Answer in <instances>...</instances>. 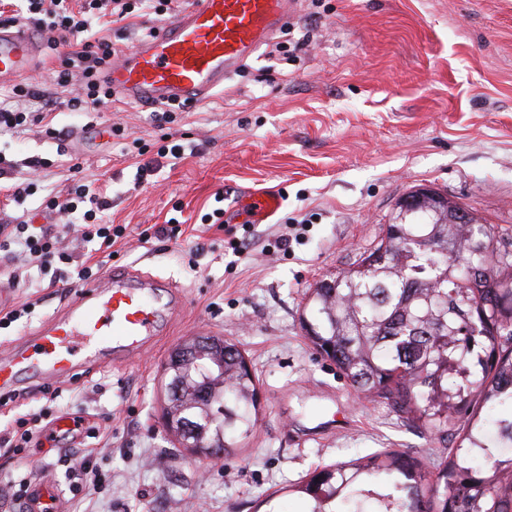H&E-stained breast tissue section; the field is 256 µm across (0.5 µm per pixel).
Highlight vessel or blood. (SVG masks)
Segmentation results:
<instances>
[{"mask_svg":"<svg viewBox=\"0 0 512 512\" xmlns=\"http://www.w3.org/2000/svg\"><path fill=\"white\" fill-rule=\"evenodd\" d=\"M296 7L297 0H193L171 22L114 58L105 79L132 103L204 101L283 29ZM41 51L36 32L0 26V81L31 74ZM281 203L278 193L266 190L249 194L241 209L258 224ZM165 286L136 271L82 284L64 313L0 352V396L13 394L22 375L52 385L103 363L108 352L146 346L173 309L160 301ZM23 510L60 512L61 502L38 487Z\"/></svg>","mask_w":512,"mask_h":512,"instance_id":"obj_1","label":"vessel or blood"}]
</instances>
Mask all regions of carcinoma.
I'll return each instance as SVG.
<instances>
[{
	"mask_svg": "<svg viewBox=\"0 0 512 512\" xmlns=\"http://www.w3.org/2000/svg\"><path fill=\"white\" fill-rule=\"evenodd\" d=\"M498 226L451 223L428 203L386 225L379 243L336 287L306 297L303 328L362 395L456 450L485 448L479 465L452 458L432 473L410 454L385 450L327 465L302 486L309 512H512V255L496 252ZM245 357L224 342V367L185 369L170 411L202 423L224 407L223 435L237 446L259 408ZM485 415L467 413L472 401Z\"/></svg>",
	"mask_w": 512,
	"mask_h": 512,
	"instance_id": "cac0c4a2",
	"label": "carcinoma"
}]
</instances>
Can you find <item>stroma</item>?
<instances>
[{"mask_svg":"<svg viewBox=\"0 0 512 512\" xmlns=\"http://www.w3.org/2000/svg\"><path fill=\"white\" fill-rule=\"evenodd\" d=\"M291 38L293 54L260 48L170 125L116 95L111 108L61 110L23 135L0 130V156L20 161L55 159L47 128L111 127L108 143L68 145L80 178L112 203L103 221L127 227L116 253L97 252L99 276L137 270L186 297L147 352L62 382L56 402L20 380L18 399L0 408V429L47 410L82 424L52 441L35 426L18 455L0 447V512H14V483L24 477L49 481L63 512H265L270 503L305 512L300 487L316 468L384 448L439 463V441L358 395L313 349L301 315L309 288L349 268L418 186L448 194L512 240V0H299ZM169 126L196 147L175 165L156 155ZM137 137L154 167L143 180L125 154ZM69 176L54 166L34 177L20 206L0 195V221L37 217ZM268 188L281 193V208L244 228L236 203ZM218 208L220 231L205 221ZM173 218L185 224L181 245L139 242L143 229ZM290 222L298 239L284 251L276 238ZM245 237L254 246L234 257L229 241ZM71 287V267L56 262L36 288L10 289L11 304L31 297L36 306L0 329V351L60 313ZM206 332L241 350L261 400L251 434L216 460L182 448L162 423L168 354ZM89 450L112 483L85 497L71 491L67 471Z\"/></svg>","mask_w":512,"mask_h":512,"instance_id":"obj_1","label":"stroma"}]
</instances>
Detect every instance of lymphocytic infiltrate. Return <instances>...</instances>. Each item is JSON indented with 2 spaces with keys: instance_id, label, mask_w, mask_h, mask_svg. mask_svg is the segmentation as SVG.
I'll use <instances>...</instances> for the list:
<instances>
[{
  "instance_id": "obj_1",
  "label": "lymphocytic infiltrate",
  "mask_w": 512,
  "mask_h": 512,
  "mask_svg": "<svg viewBox=\"0 0 512 512\" xmlns=\"http://www.w3.org/2000/svg\"><path fill=\"white\" fill-rule=\"evenodd\" d=\"M172 9L173 0H22L9 21L20 25L26 15L36 16L38 25L49 32L46 47L50 55L62 65L56 76L57 84L75 87L66 101V109L90 112L112 101V89L104 75L116 55L109 36L113 25L142 13L161 16ZM107 206L99 188L81 182L73 184L70 198L62 201L50 195L42 203L48 213H81V222L69 225L80 243L87 245L99 240L111 247L125 240L127 232L125 225L98 222V213ZM19 254L25 263L15 264L9 276L13 284L20 282L24 266L42 267L55 260L73 266L76 283L94 276L92 255H77L64 245L58 232L45 224L35 226L23 220L0 225V255L14 261Z\"/></svg>"
}]
</instances>
